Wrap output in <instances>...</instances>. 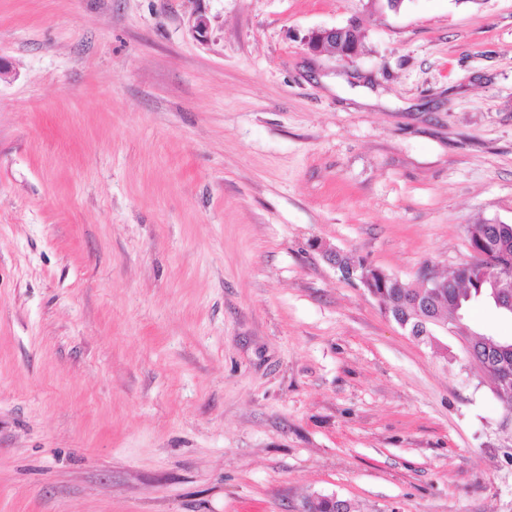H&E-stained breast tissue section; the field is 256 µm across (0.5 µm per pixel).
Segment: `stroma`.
I'll return each instance as SVG.
<instances>
[{
  "label": "stroma",
  "mask_w": 512,
  "mask_h": 512,
  "mask_svg": "<svg viewBox=\"0 0 512 512\" xmlns=\"http://www.w3.org/2000/svg\"><path fill=\"white\" fill-rule=\"evenodd\" d=\"M0 57V512H512L463 337L323 254L512 224V0H0ZM351 33L354 41L359 43L358 28L352 30V25H349L315 30L309 35L307 44L310 50L316 53L325 48H332L340 59L347 60L354 58L358 53V44L352 42Z\"/></svg>",
  "instance_id": "1"
}]
</instances>
